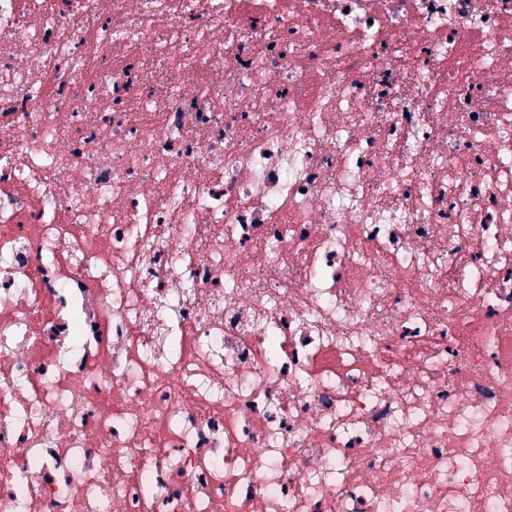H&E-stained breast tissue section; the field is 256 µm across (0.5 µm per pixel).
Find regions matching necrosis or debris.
<instances>
[{"mask_svg": "<svg viewBox=\"0 0 512 512\" xmlns=\"http://www.w3.org/2000/svg\"><path fill=\"white\" fill-rule=\"evenodd\" d=\"M0 512H512V0H0Z\"/></svg>", "mask_w": 512, "mask_h": 512, "instance_id": "necrosis-or-debris-1", "label": "necrosis or debris"}]
</instances>
